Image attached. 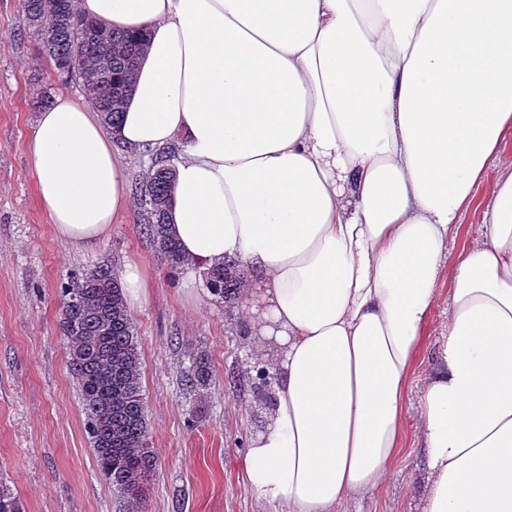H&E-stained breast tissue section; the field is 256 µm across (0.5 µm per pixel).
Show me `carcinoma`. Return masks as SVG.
I'll return each instance as SVG.
<instances>
[{
    "label": "carcinoma",
    "instance_id": "obj_1",
    "mask_svg": "<svg viewBox=\"0 0 512 512\" xmlns=\"http://www.w3.org/2000/svg\"><path fill=\"white\" fill-rule=\"evenodd\" d=\"M22 14L40 13L52 24H24L21 37L39 41L44 54L66 81L77 86L104 121L119 120L135 83V64L147 49L142 32L106 30L101 39L77 18L74 0H22ZM94 79L82 78L90 67ZM156 161L139 186L138 205L145 230L172 269L186 265L178 243L167 228V206L172 180ZM211 293L225 303L236 299L243 272L234 259L210 270ZM60 326L68 366L81 396L85 429L102 474L123 499L126 512H144L147 486L156 470L148 442L141 386V361L134 324L116 276L103 265L61 285ZM207 362L199 360L183 376L182 390L190 393L210 384ZM0 512H24L19 496L0 477Z\"/></svg>",
    "mask_w": 512,
    "mask_h": 512
}]
</instances>
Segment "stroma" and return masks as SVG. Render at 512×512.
I'll return each instance as SVG.
<instances>
[{
    "instance_id": "obj_1",
    "label": "stroma",
    "mask_w": 512,
    "mask_h": 512,
    "mask_svg": "<svg viewBox=\"0 0 512 512\" xmlns=\"http://www.w3.org/2000/svg\"><path fill=\"white\" fill-rule=\"evenodd\" d=\"M21 0H0V475L25 512H124L101 474L60 332V286L71 275L139 262L147 298L130 315L141 358L149 445L157 458L148 512H271L246 486L242 460L262 427L266 403L256 394L260 360L254 331L239 305L216 302L202 276L173 270L131 207L94 246L58 237L42 206L28 142L38 101L73 84L59 76L38 41L21 37ZM512 172V141L502 148L478 196L461 218V235L480 232L493 181ZM209 387L187 395L181 379L197 359ZM429 373L419 365L403 406L404 448L378 490L339 512H418L422 461L416 428Z\"/></svg>"
}]
</instances>
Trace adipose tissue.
<instances>
[{"label": "adipose tissue", "mask_w": 512, "mask_h": 512, "mask_svg": "<svg viewBox=\"0 0 512 512\" xmlns=\"http://www.w3.org/2000/svg\"><path fill=\"white\" fill-rule=\"evenodd\" d=\"M76 7L150 43L116 128L64 92L39 113L40 200L59 237L92 245L130 206L125 154L181 147L169 231L193 268L251 271L243 315L277 346L249 490L338 512L379 489L428 351L420 512H512V174L447 254L512 140V0ZM512 172V140L507 142L502 148L499 157L494 161L490 168L488 178L485 184L479 190V209L474 206L467 210L461 218V235L455 242L449 244V256H454L462 243L466 240L474 239L480 232L481 211L486 204L491 202V189L496 179L504 174Z\"/></svg>", "instance_id": "1"}]
</instances>
